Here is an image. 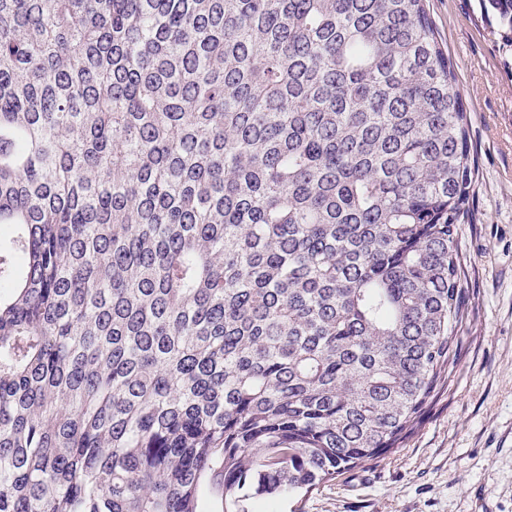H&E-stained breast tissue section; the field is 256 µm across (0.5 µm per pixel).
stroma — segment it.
<instances>
[{
    "instance_id": "1",
    "label": "stroma",
    "mask_w": 512,
    "mask_h": 512,
    "mask_svg": "<svg viewBox=\"0 0 512 512\" xmlns=\"http://www.w3.org/2000/svg\"><path fill=\"white\" fill-rule=\"evenodd\" d=\"M455 65L478 167L458 227L470 315L452 385L402 448L346 472L303 512H512V51L478 0H426Z\"/></svg>"
}]
</instances>
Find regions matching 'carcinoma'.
Returning <instances> with one entry per match:
<instances>
[{"label": "carcinoma", "instance_id": "1", "mask_svg": "<svg viewBox=\"0 0 512 512\" xmlns=\"http://www.w3.org/2000/svg\"><path fill=\"white\" fill-rule=\"evenodd\" d=\"M469 140L425 0H0V512H301L399 447Z\"/></svg>", "mask_w": 512, "mask_h": 512}]
</instances>
